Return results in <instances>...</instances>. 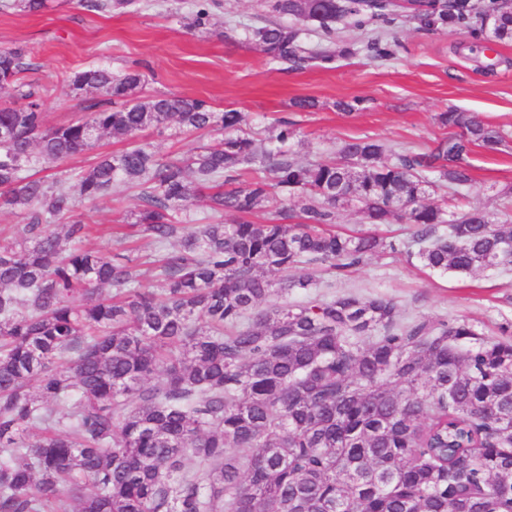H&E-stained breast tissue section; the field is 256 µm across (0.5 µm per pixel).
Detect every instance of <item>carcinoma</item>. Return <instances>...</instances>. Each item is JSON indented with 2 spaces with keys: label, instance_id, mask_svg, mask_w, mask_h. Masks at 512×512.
<instances>
[{
  "label": "carcinoma",
  "instance_id": "obj_1",
  "mask_svg": "<svg viewBox=\"0 0 512 512\" xmlns=\"http://www.w3.org/2000/svg\"><path fill=\"white\" fill-rule=\"evenodd\" d=\"M268 3L277 19L245 29L247 41L273 63L323 68L336 61V22L364 31L406 9ZM131 4L83 0L96 11ZM219 7L194 0L185 27L211 30ZM409 11L431 30L512 42V9L497 0L479 27L468 0ZM304 23L328 45L307 50ZM398 46L382 35L363 44L377 58ZM30 69L23 47L0 49V88L14 98L0 107V208L25 218L0 242V512H512L511 342L465 320L402 324L382 296L277 301L316 287L299 269L346 272L385 248L440 273L512 270V211L497 224L457 211L473 148L499 149L494 128L452 110L438 120L455 133L427 152L352 138L338 161H304L284 150L294 124L281 122L278 147L264 148L243 131L245 113L149 95L137 69L74 73L89 115L50 127L22 77ZM171 122L210 141L162 158L139 140ZM105 136L127 147L72 186L27 174L35 158L63 162ZM117 184L138 190L142 254L82 245L95 203ZM438 192L450 206L429 202ZM200 198L212 223L191 230ZM345 207L368 224L401 220L410 236L339 233ZM260 212L272 218L252 221ZM173 240L179 248L160 255ZM147 277L162 288L143 287Z\"/></svg>",
  "mask_w": 512,
  "mask_h": 512
}]
</instances>
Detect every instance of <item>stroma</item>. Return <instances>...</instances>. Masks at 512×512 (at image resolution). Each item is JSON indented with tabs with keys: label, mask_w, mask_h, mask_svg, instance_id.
Wrapping results in <instances>:
<instances>
[{
	"label": "stroma",
	"mask_w": 512,
	"mask_h": 512,
	"mask_svg": "<svg viewBox=\"0 0 512 512\" xmlns=\"http://www.w3.org/2000/svg\"><path fill=\"white\" fill-rule=\"evenodd\" d=\"M141 2L140 10L124 15L87 10L80 0H51L50 9L38 13L0 11V49L26 48L27 78L43 96L48 124L84 116L67 79L98 64L116 72L141 68L149 94L204 98L214 111L246 113L248 132L266 148L275 145L278 122H291L298 136L287 149L300 159L335 157L352 137L425 152L449 134L437 114L456 108L475 113L503 137L498 152L477 148L471 155V205L495 216L512 194V42L488 50L457 28L429 31L401 20L393 28L402 43L394 58L358 50L337 57L331 70H287L244 36L245 27L266 19L265 0H221L210 33L184 27L193 0ZM301 98L315 100V108L295 107ZM341 101L356 107L341 111ZM138 207L135 190L120 185L97 202L94 221L129 225ZM316 277L325 298L382 295L396 302L401 322L464 319L485 337L512 340V271L440 274L406 252L387 250L350 272L335 276L320 268Z\"/></svg>",
	"instance_id": "1"
}]
</instances>
